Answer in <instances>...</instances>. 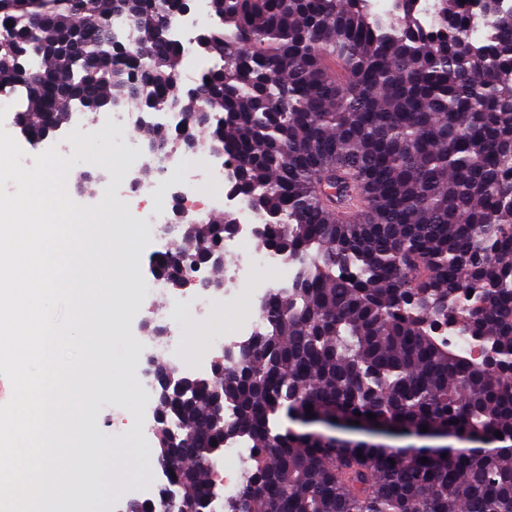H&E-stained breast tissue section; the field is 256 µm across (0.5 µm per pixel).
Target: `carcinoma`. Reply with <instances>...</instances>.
I'll return each mask as SVG.
<instances>
[{"label": "carcinoma", "instance_id": "1", "mask_svg": "<svg viewBox=\"0 0 512 512\" xmlns=\"http://www.w3.org/2000/svg\"><path fill=\"white\" fill-rule=\"evenodd\" d=\"M208 7L195 42L215 62L184 102L168 34L184 0H125L119 18L113 0H0V90L25 89L15 123L32 143L73 101L177 113L174 129L147 124L160 152L207 112L205 138L240 164L239 196L268 225L261 245L299 265L237 361L158 403V455L201 498L205 464L248 449L224 512H512V12L494 4L477 41L467 0H440L431 30L414 0L384 22L365 0ZM119 23L137 34L131 55L113 48ZM234 223L186 225L159 278L179 290ZM450 325L496 347L498 368L450 342ZM309 411L338 428L372 413L404 436L425 425L459 446L279 428Z\"/></svg>", "mask_w": 512, "mask_h": 512}]
</instances>
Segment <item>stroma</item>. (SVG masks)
<instances>
[{
  "label": "stroma",
  "instance_id": "stroma-1",
  "mask_svg": "<svg viewBox=\"0 0 512 512\" xmlns=\"http://www.w3.org/2000/svg\"><path fill=\"white\" fill-rule=\"evenodd\" d=\"M118 167L106 171L104 180H89V173L95 172V165L77 161L68 174V194L80 205H94L101 201L105 190H112L120 203L118 211L108 213L106 224L122 227V238L116 241L115 256L109 262L107 271L102 272L103 280H111L113 271L130 269L136 276L140 290L137 307L125 312L123 333L112 339H104V329L97 315L86 318L85 326L91 329L94 342H105L112 353L115 365H125L129 354H136V370H143L148 357L153 356V344L149 337L142 335L141 326L145 318L155 311L164 309L167 298L153 288L151 272L153 255L184 244L183 238L169 241L159 240L153 225L139 223L141 210L147 201L133 195L129 183L134 176V161L125 154H117ZM259 306L251 304L242 311L216 308L209 320H199L194 311H183L179 317V336L187 357L204 353L208 357L220 355L229 329L241 323L258 319ZM92 398L86 399V412L92 429L106 445V455L112 463L132 471H142L139 479L128 481L112 496L95 500L78 496L66 505L68 512H115L117 506L130 499H158L159 487L153 458L149 453L155 445L152 431L154 419L149 404L145 402V388L135 383L133 397H126L118 391H108L93 386Z\"/></svg>",
  "mask_w": 512,
  "mask_h": 512
}]
</instances>
